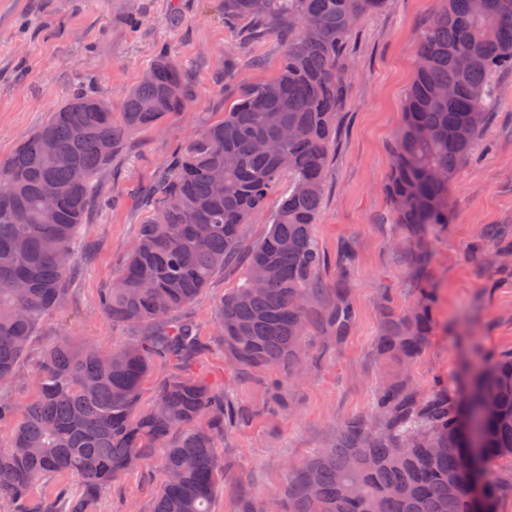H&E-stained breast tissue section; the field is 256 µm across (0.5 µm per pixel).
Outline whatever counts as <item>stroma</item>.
Masks as SVG:
<instances>
[{
	"label": "stroma",
	"mask_w": 512,
	"mask_h": 512,
	"mask_svg": "<svg viewBox=\"0 0 512 512\" xmlns=\"http://www.w3.org/2000/svg\"><path fill=\"white\" fill-rule=\"evenodd\" d=\"M442 5L384 0L347 41L349 83L313 227L327 260L318 276V306L327 308L337 286H345L352 320L344 339H332L331 327L314 317L308 330L313 360L293 383L274 368L234 366L217 334V307L241 283L243 260L219 269L179 314L201 342L190 373L247 415L215 441L225 478L212 512H237L244 499L283 494L290 467L330 447L340 423L367 417L379 384L396 373L376 345L387 311L413 306L417 279L414 245L395 224L384 185L416 47ZM284 41L277 34L242 44L224 23V0H0V159L76 92L104 98L121 112L160 52L185 64L192 79L186 111L130 137L101 175L84 226L90 252L69 280L68 304L42 320L8 388L13 397L35 395L43 352L59 337L109 349L140 335V328L109 319L100 297L122 271L147 215L143 197L195 124L221 119L242 82L277 74ZM495 86L493 110L448 188L450 222L431 237L435 328L408 374L421 392L441 382L450 394H465L489 354L512 351V264L503 263L493 243L481 254L471 252L491 231L512 237V72H499ZM160 480L156 455L105 489L92 512H145Z\"/></svg>",
	"instance_id": "1"
}]
</instances>
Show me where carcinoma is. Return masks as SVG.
<instances>
[{
	"label": "carcinoma",
	"mask_w": 512,
	"mask_h": 512,
	"mask_svg": "<svg viewBox=\"0 0 512 512\" xmlns=\"http://www.w3.org/2000/svg\"><path fill=\"white\" fill-rule=\"evenodd\" d=\"M383 2L224 0V23L243 42L283 31L288 40L277 76L241 83L224 120L196 130L159 172L125 267L101 294L112 321L160 330L109 350L57 339L24 406L5 388L42 319L69 302L98 179L133 133L186 108L187 70L157 55L119 119L104 99L78 92L0 160V424L22 415L0 451V498L12 512H91L102 489L159 449L164 480L149 512H212L223 472L215 439L246 414L188 373L165 380L142 409L143 380L157 364L195 355L193 328L172 317L244 251L246 276L219 308L224 348L242 368L278 367L290 380L306 373L325 265L312 226L346 89L341 50ZM445 2L416 49L387 184L396 223L419 245L448 223V184L486 124L492 76L512 70V0ZM277 193L267 233L245 242L244 224ZM414 268L417 301L386 315L378 341L404 377L382 383L370 418L341 423L330 447L291 472L284 512H471L468 455L483 465L512 461V354L493 358L466 399L408 384L435 325L420 252ZM344 293L336 289L322 312L339 335L352 319ZM61 475L78 477V487L60 488L51 502L31 498L35 483Z\"/></svg>",
	"instance_id": "1"
}]
</instances>
